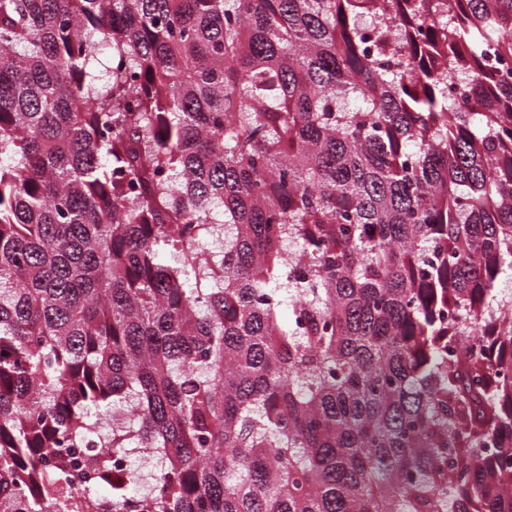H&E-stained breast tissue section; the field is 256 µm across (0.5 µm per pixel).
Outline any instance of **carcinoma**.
I'll return each mask as SVG.
<instances>
[{
	"instance_id": "cac0c4a2",
	"label": "carcinoma",
	"mask_w": 512,
	"mask_h": 512,
	"mask_svg": "<svg viewBox=\"0 0 512 512\" xmlns=\"http://www.w3.org/2000/svg\"><path fill=\"white\" fill-rule=\"evenodd\" d=\"M511 60L512 0H0V512H512Z\"/></svg>"
}]
</instances>
